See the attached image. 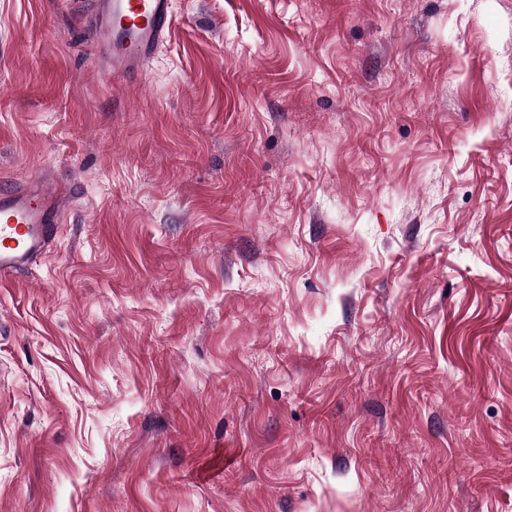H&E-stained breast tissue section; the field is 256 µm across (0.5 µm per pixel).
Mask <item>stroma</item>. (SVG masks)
<instances>
[{
	"mask_svg": "<svg viewBox=\"0 0 512 512\" xmlns=\"http://www.w3.org/2000/svg\"><path fill=\"white\" fill-rule=\"evenodd\" d=\"M0 0V512H512V0ZM96 58L113 76L143 68L173 25V0H91ZM69 195L35 181L0 193V282L49 250L55 224L61 223L64 198Z\"/></svg>",
	"mask_w": 512,
	"mask_h": 512,
	"instance_id": "obj_1",
	"label": "stroma"
}]
</instances>
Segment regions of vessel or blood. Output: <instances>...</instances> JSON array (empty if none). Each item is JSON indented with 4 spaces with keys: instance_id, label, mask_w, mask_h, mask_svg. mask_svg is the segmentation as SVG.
I'll use <instances>...</instances> for the list:
<instances>
[{
    "instance_id": "vessel-or-blood-1",
    "label": "vessel or blood",
    "mask_w": 512,
    "mask_h": 512,
    "mask_svg": "<svg viewBox=\"0 0 512 512\" xmlns=\"http://www.w3.org/2000/svg\"><path fill=\"white\" fill-rule=\"evenodd\" d=\"M95 55L113 75L143 68L173 25V0H91ZM65 193L31 181L0 193V281L14 276L50 248Z\"/></svg>"
}]
</instances>
